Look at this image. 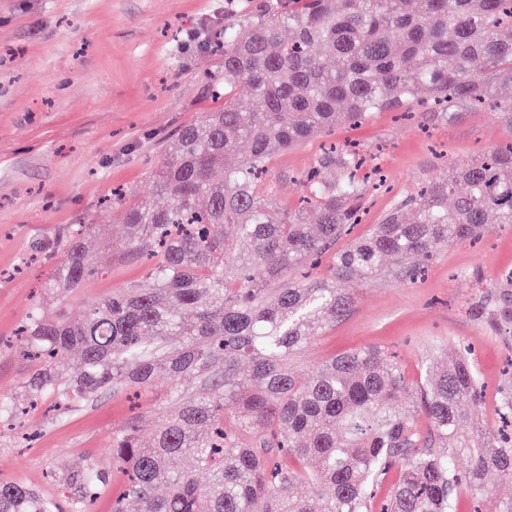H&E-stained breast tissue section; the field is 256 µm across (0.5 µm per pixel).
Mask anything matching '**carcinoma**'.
<instances>
[{
  "instance_id": "obj_1",
  "label": "carcinoma",
  "mask_w": 512,
  "mask_h": 512,
  "mask_svg": "<svg viewBox=\"0 0 512 512\" xmlns=\"http://www.w3.org/2000/svg\"><path fill=\"white\" fill-rule=\"evenodd\" d=\"M221 81L224 106L182 129L149 193L123 204L124 257L155 262L76 320L30 308L19 355L32 369L23 401L0 398V425L43 397L76 410L167 372L152 441L136 416L112 432L123 475L112 512H200L202 499L207 512H373L386 486L380 512H458L462 491L481 493L491 476L512 484V431L473 417L483 390L466 355L426 367L417 384L377 347L306 376L293 366L388 259L413 284L437 244L512 224V142L452 164L448 180L396 199L338 250L361 221L358 153L326 150L301 174L296 207L262 180L278 153L380 111L412 117L424 102L450 122L488 103L512 130V0H265L224 28ZM243 144L248 157L229 165ZM102 231L81 224L62 240L46 291L61 299L85 286L97 272L85 239ZM499 411L512 419V378ZM73 480L67 507L1 481L0 512H91L111 475L89 465Z\"/></svg>"
}]
</instances>
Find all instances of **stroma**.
Masks as SVG:
<instances>
[{
    "label": "stroma",
    "instance_id": "1",
    "mask_svg": "<svg viewBox=\"0 0 512 512\" xmlns=\"http://www.w3.org/2000/svg\"><path fill=\"white\" fill-rule=\"evenodd\" d=\"M262 0H0V342L18 324L60 259L58 240L80 224L108 225L89 239L99 273L49 315L78 316L85 305L140 280L143 264L123 260V207L112 192L141 196L184 126L221 105L214 75L223 57L219 33L238 4ZM356 143L383 169L388 191H367L363 234L395 197L425 180H444L450 164L512 141L485 110L448 122L437 113L423 125L380 112L330 135ZM320 139L278 154L273 171L283 202L302 192L295 174L320 154ZM512 224H492L477 243L438 246L425 277L409 285L383 273L354 285V304L313 337L295 365L306 375L331 356L375 346L410 381L459 346L472 345L490 396L478 420L494 417L491 399L512 363V334L495 331L483 305L512 301ZM125 393H106L68 413L40 415L29 448L0 433V480L22 482L57 501L75 497L65 476L86 465L111 468L112 432L129 418Z\"/></svg>",
    "mask_w": 512,
    "mask_h": 512
}]
</instances>
